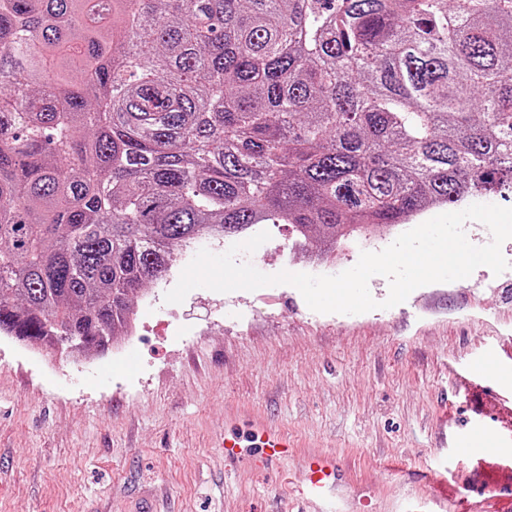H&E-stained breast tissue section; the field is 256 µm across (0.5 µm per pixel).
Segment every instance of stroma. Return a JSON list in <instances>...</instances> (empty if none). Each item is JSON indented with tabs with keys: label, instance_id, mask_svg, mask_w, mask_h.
Wrapping results in <instances>:
<instances>
[{
	"label": "stroma",
	"instance_id": "stroma-1",
	"mask_svg": "<svg viewBox=\"0 0 512 512\" xmlns=\"http://www.w3.org/2000/svg\"><path fill=\"white\" fill-rule=\"evenodd\" d=\"M254 253L266 274L313 272L310 247L269 226ZM511 266L414 290L389 309L317 313L290 285L249 292H166L193 259L137 301L143 320L128 355L81 365L48 361L0 337V512H447L512 498V472L477 452L500 427L512 368L466 381L469 364L512 358ZM278 427L292 457L262 470L224 459V427ZM332 453L345 476L326 501H297L300 460Z\"/></svg>",
	"mask_w": 512,
	"mask_h": 512
}]
</instances>
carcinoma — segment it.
<instances>
[{"label":"carcinoma","instance_id":"obj_1","mask_svg":"<svg viewBox=\"0 0 512 512\" xmlns=\"http://www.w3.org/2000/svg\"><path fill=\"white\" fill-rule=\"evenodd\" d=\"M512 193V0H0V335L108 350L206 236Z\"/></svg>","mask_w":512,"mask_h":512}]
</instances>
